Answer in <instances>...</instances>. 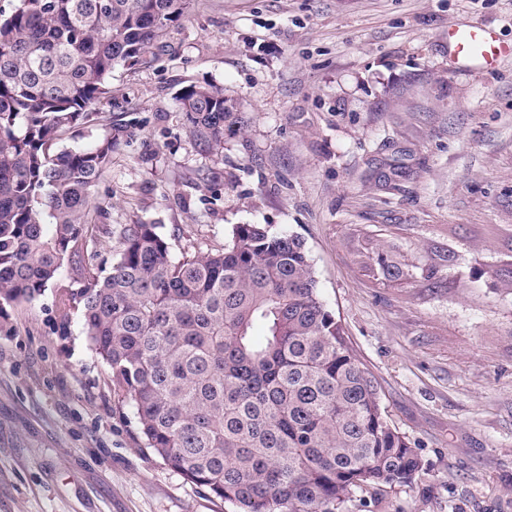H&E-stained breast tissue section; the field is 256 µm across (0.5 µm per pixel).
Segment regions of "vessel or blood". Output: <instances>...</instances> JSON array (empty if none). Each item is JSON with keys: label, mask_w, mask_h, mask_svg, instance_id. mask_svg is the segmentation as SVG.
Segmentation results:
<instances>
[{"label": "vessel or blood", "mask_w": 512, "mask_h": 512, "mask_svg": "<svg viewBox=\"0 0 512 512\" xmlns=\"http://www.w3.org/2000/svg\"><path fill=\"white\" fill-rule=\"evenodd\" d=\"M448 49L457 63L493 69L512 59V45L486 27L463 25L448 30Z\"/></svg>", "instance_id": "vessel-or-blood-1"}]
</instances>
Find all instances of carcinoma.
Segmentation results:
<instances>
[{"instance_id":"carcinoma-1","label":"carcinoma","mask_w":512,"mask_h":512,"mask_svg":"<svg viewBox=\"0 0 512 512\" xmlns=\"http://www.w3.org/2000/svg\"><path fill=\"white\" fill-rule=\"evenodd\" d=\"M190 2L17 0L0 13V302L33 300L69 263L83 287L63 289L61 307H82L147 447L236 512H338L358 490L412 483L422 462L322 299L305 242L237 224L223 249L177 259L156 224H102L112 266L101 276L85 259L92 192L127 125L88 148L59 147L62 133ZM178 98L201 153L242 123L222 87ZM376 264L388 282L413 278L399 254Z\"/></svg>"}]
</instances>
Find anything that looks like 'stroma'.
Instances as JSON below:
<instances>
[{
	"label": "stroma",
	"mask_w": 512,
	"mask_h": 512,
	"mask_svg": "<svg viewBox=\"0 0 512 512\" xmlns=\"http://www.w3.org/2000/svg\"><path fill=\"white\" fill-rule=\"evenodd\" d=\"M512 42V0H191L163 47L117 68L91 123H128L93 190L98 224H156L174 257L237 224L304 240L317 286L422 461L342 512H512V61L451 70L448 29ZM223 86L243 123L195 148L177 99ZM391 249L440 281L389 283ZM67 273L0 305V512H235L147 448Z\"/></svg>",
	"instance_id": "obj_1"
}]
</instances>
